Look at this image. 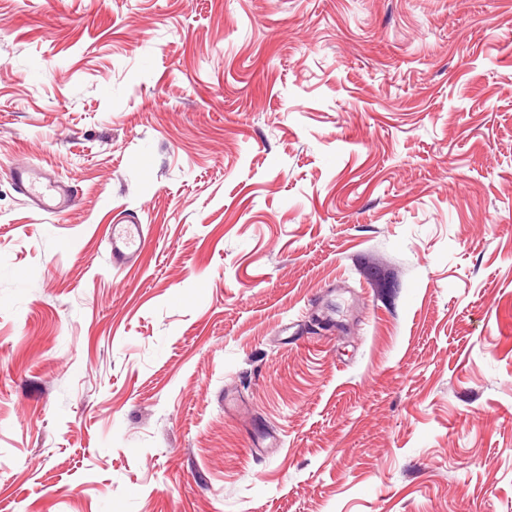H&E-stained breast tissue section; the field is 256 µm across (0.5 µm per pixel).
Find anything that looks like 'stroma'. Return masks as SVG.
<instances>
[{
    "label": "stroma",
    "instance_id": "stroma-1",
    "mask_svg": "<svg viewBox=\"0 0 512 512\" xmlns=\"http://www.w3.org/2000/svg\"><path fill=\"white\" fill-rule=\"evenodd\" d=\"M0 512H512V0H0ZM14 181L18 189L41 211L60 213L73 203L68 186L52 181L35 168H17ZM108 228L112 268L121 269L143 254L149 238L143 224H110Z\"/></svg>",
    "mask_w": 512,
    "mask_h": 512
}]
</instances>
